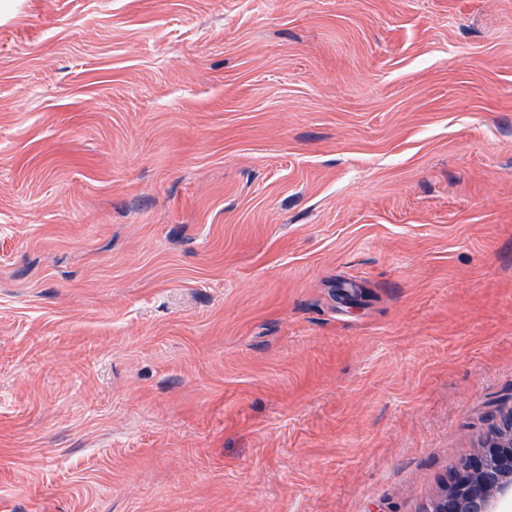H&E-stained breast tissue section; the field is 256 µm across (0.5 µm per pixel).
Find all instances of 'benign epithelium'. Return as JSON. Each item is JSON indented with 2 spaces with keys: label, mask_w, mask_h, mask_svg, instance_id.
Here are the masks:
<instances>
[{
  "label": "benign epithelium",
  "mask_w": 512,
  "mask_h": 512,
  "mask_svg": "<svg viewBox=\"0 0 512 512\" xmlns=\"http://www.w3.org/2000/svg\"><path fill=\"white\" fill-rule=\"evenodd\" d=\"M512 503V408L490 427L485 450L460 463L429 512H496Z\"/></svg>",
  "instance_id": "1"
}]
</instances>
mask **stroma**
<instances>
[{
    "label": "stroma",
    "mask_w": 512,
    "mask_h": 512,
    "mask_svg": "<svg viewBox=\"0 0 512 512\" xmlns=\"http://www.w3.org/2000/svg\"><path fill=\"white\" fill-rule=\"evenodd\" d=\"M512 393V0H0V512H427Z\"/></svg>",
    "instance_id": "1"
}]
</instances>
